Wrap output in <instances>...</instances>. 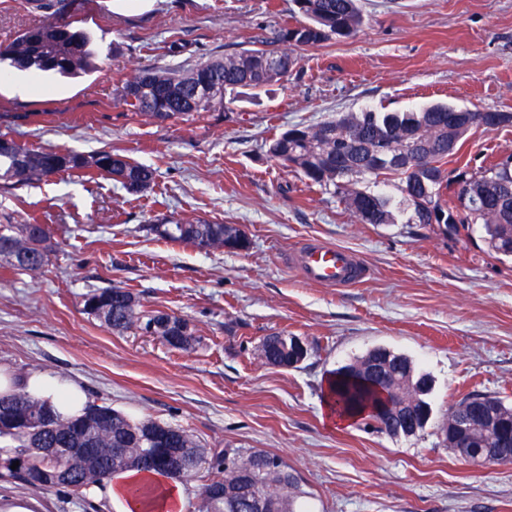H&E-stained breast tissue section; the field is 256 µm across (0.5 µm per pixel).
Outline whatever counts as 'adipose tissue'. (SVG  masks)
Listing matches in <instances>:
<instances>
[{"mask_svg": "<svg viewBox=\"0 0 512 512\" xmlns=\"http://www.w3.org/2000/svg\"><path fill=\"white\" fill-rule=\"evenodd\" d=\"M15 392L27 393L63 416L81 410L87 402L82 386L73 379L52 376L41 371L17 374L0 368V394ZM146 483L160 485L162 489L153 512H185L181 487L153 474L136 471L120 473L104 484L92 486L91 492L94 496L105 499L117 512H144L136 490Z\"/></svg>", "mask_w": 512, "mask_h": 512, "instance_id": "ef3b65f1", "label": "adipose tissue"}]
</instances>
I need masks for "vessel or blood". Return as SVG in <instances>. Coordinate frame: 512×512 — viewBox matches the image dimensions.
Masks as SVG:
<instances>
[{
    "instance_id": "vessel-or-blood-1",
    "label": "vessel or blood",
    "mask_w": 512,
    "mask_h": 512,
    "mask_svg": "<svg viewBox=\"0 0 512 512\" xmlns=\"http://www.w3.org/2000/svg\"><path fill=\"white\" fill-rule=\"evenodd\" d=\"M289 263L305 280L327 286H350L366 276L356 254L319 239L303 243L290 255Z\"/></svg>"
}]
</instances>
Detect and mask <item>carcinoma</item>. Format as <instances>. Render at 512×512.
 Listing matches in <instances>:
<instances>
[{
    "label": "carcinoma",
    "mask_w": 512,
    "mask_h": 512,
    "mask_svg": "<svg viewBox=\"0 0 512 512\" xmlns=\"http://www.w3.org/2000/svg\"><path fill=\"white\" fill-rule=\"evenodd\" d=\"M304 20L285 27L280 46L265 45L226 52L187 68L157 65L139 69L123 80L120 98L140 115L159 120L181 118L192 112H209L226 107V96L238 88L261 90L278 83L298 65L297 51L318 47L333 39H348L365 23L358 0H295ZM91 38L82 31L47 26L20 34L10 45L0 47V64L19 70L52 71L75 77L93 70ZM476 111L445 103L425 105L406 112H383L366 108L347 112L316 125L298 123L272 136L268 156L281 166L300 174L308 186L334 188V193L364 224H393L395 207L390 195L394 187L413 206L411 224H479L484 242L494 253L512 257V154L498 162L471 157L456 158L457 144L471 128L448 127L456 116ZM403 140L423 144L434 166L430 170L444 179L422 182L415 174L393 163L388 153ZM68 171L95 168L112 176L129 190L150 185V167L131 162L116 151L92 155L74 152L35 151L19 144L0 152V180L32 183L48 176L53 164ZM455 167H449V164ZM370 182L375 190L359 185ZM469 218L459 215V208ZM161 237L199 249H219L225 244L224 225L206 220L187 223L168 221L158 231ZM49 232L39 224H0V265L37 275L48 259ZM84 308L102 319L112 330L123 333L154 327V335L172 349L186 351L197 340L185 318L162 311L148 312L131 292L118 287L103 288L87 297ZM292 337L273 335L264 339L262 356L276 367H289ZM372 360L385 367L381 386L403 396L404 408L431 418L428 396L431 376L413 361L385 347H374L331 374L328 396L337 409L350 416L361 415L374 406L376 389L365 370ZM493 423L497 431L489 438L476 434L473 445L496 448L501 459L512 463V403L491 394H466L448 412L443 425L448 448L457 451L451 423L474 414ZM153 419L135 422L105 404L91 403L83 415L62 418L41 401L25 393L0 396V466L13 482L64 495L111 476L138 470L173 481L195 477L201 463L209 464L214 477L199 492L198 512H254L257 499L273 502L278 512H307L299 479L280 457L262 451L226 448L213 451L181 427L166 425L171 436L155 445L151 461L141 462L144 447L134 435L148 427H161ZM82 448H94L83 454ZM19 462L11 469L13 462ZM246 467L251 479L243 480L236 466Z\"/></svg>",
    "instance_id": "cac0c4a2"
}]
</instances>
